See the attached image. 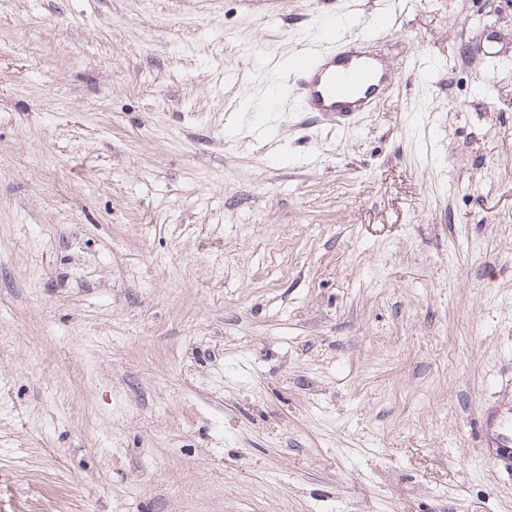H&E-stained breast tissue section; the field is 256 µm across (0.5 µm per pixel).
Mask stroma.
I'll use <instances>...</instances> for the list:
<instances>
[{
    "instance_id": "obj_1",
    "label": "stroma",
    "mask_w": 512,
    "mask_h": 512,
    "mask_svg": "<svg viewBox=\"0 0 512 512\" xmlns=\"http://www.w3.org/2000/svg\"><path fill=\"white\" fill-rule=\"evenodd\" d=\"M378 14L386 98L299 111ZM489 416L512 0H0V512H512Z\"/></svg>"
}]
</instances>
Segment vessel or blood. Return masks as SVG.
Returning <instances> with one entry per match:
<instances>
[{
	"mask_svg": "<svg viewBox=\"0 0 512 512\" xmlns=\"http://www.w3.org/2000/svg\"><path fill=\"white\" fill-rule=\"evenodd\" d=\"M372 38V32L364 31L328 45L320 54L296 60L301 111L322 113L336 125L348 127L360 113L377 107L394 78L369 50Z\"/></svg>",
	"mask_w": 512,
	"mask_h": 512,
	"instance_id": "obj_1",
	"label": "vessel or blood"
}]
</instances>
